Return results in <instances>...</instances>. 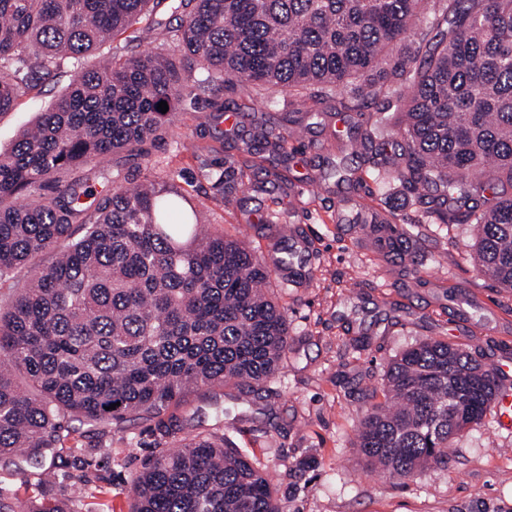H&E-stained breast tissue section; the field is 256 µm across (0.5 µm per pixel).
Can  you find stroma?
I'll list each match as a JSON object with an SVG mask.
<instances>
[{
  "label": "stroma",
  "mask_w": 512,
  "mask_h": 512,
  "mask_svg": "<svg viewBox=\"0 0 512 512\" xmlns=\"http://www.w3.org/2000/svg\"><path fill=\"white\" fill-rule=\"evenodd\" d=\"M71 69L21 97L0 116V150L33 124L65 89ZM277 101L267 110L265 100ZM248 118L227 128L216 108ZM301 105L277 89L238 84L196 88L173 114L145 157L124 153L104 164L112 181L97 196L139 176L146 163L173 173L188 197L204 200L205 222L262 254L281 234L308 245L301 283L272 274L269 291L288 320V354L267 390L223 398L215 422L210 394H188L201 407L203 429L264 468L280 512H512V430L488 411L453 442L444 466L414 481L392 482L357 453V425L369 399L383 401L392 359L426 338L448 341L486 367L512 360V290L482 275L473 259L475 229L439 224L398 180L364 178L360 185L328 178L353 131L340 113L320 114L300 129L290 123ZM278 122L286 158L282 180H264L268 152L247 153L263 116ZM249 167L247 189L228 191L218 178L226 163ZM410 231L409 256L390 266L382 246L389 226ZM152 421L84 431L76 450L43 460L55 475L46 493L65 498L75 476H86L83 512H129L132 482L157 452Z\"/></svg>",
  "instance_id": "1"
}]
</instances>
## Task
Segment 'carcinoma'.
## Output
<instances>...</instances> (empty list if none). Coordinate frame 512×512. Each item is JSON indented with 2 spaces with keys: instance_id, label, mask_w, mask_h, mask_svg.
Instances as JSON below:
<instances>
[{
  "instance_id": "cac0c4a2",
  "label": "carcinoma",
  "mask_w": 512,
  "mask_h": 512,
  "mask_svg": "<svg viewBox=\"0 0 512 512\" xmlns=\"http://www.w3.org/2000/svg\"><path fill=\"white\" fill-rule=\"evenodd\" d=\"M0 0V114L65 61L75 74L13 148L0 151V465H37L73 435L69 422L120 426L155 421L165 439L185 428L167 415L192 387L263 388L288 351V323L264 291L265 262L242 242L206 229L197 207L146 164L142 179L95 196L74 172L110 154H143L198 81L185 53L218 92L228 82L282 87L322 102L340 96L360 118L350 137L355 181L381 152L443 224H473L479 272L512 289V0ZM177 16L150 19L158 6ZM145 22L161 48L127 58L105 44ZM407 54L384 49L411 38ZM384 96L378 117L368 99ZM165 101L168 111L157 109ZM398 127L386 140L385 129ZM278 126L259 140L282 148ZM233 165L222 183L246 186ZM404 232L387 256L408 255ZM56 253V260L37 259ZM29 278L17 281L21 270ZM389 399L358 427L362 456L392 481L448 464L459 432L495 405L492 369L441 339L388 365ZM120 403L112 409L110 405ZM89 480L68 499L0 512H80ZM132 512H280L263 469L199 432L149 457L133 481Z\"/></svg>"
}]
</instances>
